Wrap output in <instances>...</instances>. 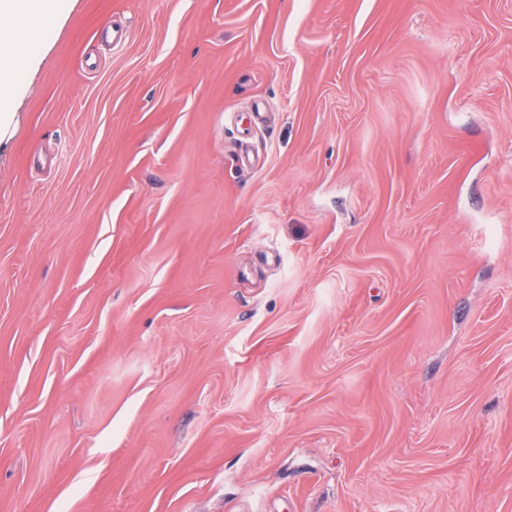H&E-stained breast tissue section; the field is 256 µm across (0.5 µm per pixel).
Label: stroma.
Instances as JSON below:
<instances>
[{
  "instance_id": "obj_1",
  "label": "stroma",
  "mask_w": 512,
  "mask_h": 512,
  "mask_svg": "<svg viewBox=\"0 0 512 512\" xmlns=\"http://www.w3.org/2000/svg\"><path fill=\"white\" fill-rule=\"evenodd\" d=\"M59 3L0 512H512V0Z\"/></svg>"
}]
</instances>
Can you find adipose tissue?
<instances>
[{"label":"adipose tissue","instance_id":"ef3b65f1","mask_svg":"<svg viewBox=\"0 0 512 512\" xmlns=\"http://www.w3.org/2000/svg\"><path fill=\"white\" fill-rule=\"evenodd\" d=\"M56 0H0V101L9 99L25 61L22 52L44 28Z\"/></svg>","mask_w":512,"mask_h":512}]
</instances>
